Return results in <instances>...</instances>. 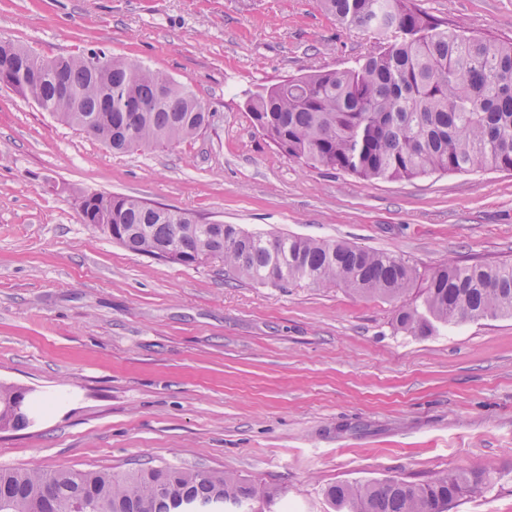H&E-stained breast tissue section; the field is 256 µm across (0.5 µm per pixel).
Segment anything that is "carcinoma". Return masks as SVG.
Segmentation results:
<instances>
[{
	"mask_svg": "<svg viewBox=\"0 0 512 512\" xmlns=\"http://www.w3.org/2000/svg\"><path fill=\"white\" fill-rule=\"evenodd\" d=\"M350 29L374 32L381 45L351 65L290 77L253 93L255 126L289 159L329 167L362 180L410 179L433 173L512 171V41L450 27L412 0H318ZM43 59L0 42V83L16 88L59 123L108 144L98 121L102 96L112 91V124L127 126L124 152L175 144L204 126V104L188 87L127 57L92 52ZM76 89L61 95L59 78ZM93 224L127 250L168 262L207 264L263 286L341 284L396 303L395 326L411 336L488 317L512 316V262L447 263L430 273L409 260L344 241L249 233L162 210L138 198L82 194L75 201ZM27 390L0 383V430L30 424L16 411ZM486 470L474 466L426 480L386 479L336 484L326 497L337 512H449L482 489ZM276 491L229 473L177 467L128 473L59 468L49 473L0 467V512H51L59 502L80 512H247Z\"/></svg>",
	"mask_w": 512,
	"mask_h": 512,
	"instance_id": "carcinoma-1",
	"label": "carcinoma"
}]
</instances>
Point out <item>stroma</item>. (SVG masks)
I'll use <instances>...</instances> for the list:
<instances>
[{
	"mask_svg": "<svg viewBox=\"0 0 512 512\" xmlns=\"http://www.w3.org/2000/svg\"><path fill=\"white\" fill-rule=\"evenodd\" d=\"M415 2L512 40V0ZM0 40L135 59L209 114L178 144L115 154L0 85V383L44 406L0 432V466L228 472L277 488L278 512H332L336 484L479 465L489 484L452 512H512V317L410 336L392 301L134 254L74 206L77 191L131 195L424 271L512 260V172L363 181L290 160L255 127L251 92L343 68L375 34L317 0H0Z\"/></svg>",
	"mask_w": 512,
	"mask_h": 512,
	"instance_id": "1",
	"label": "stroma"
}]
</instances>
